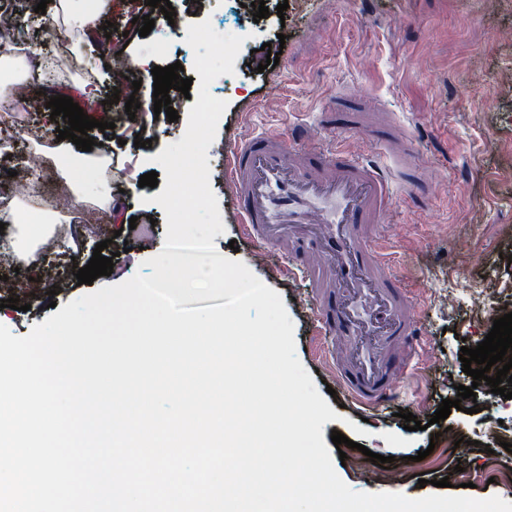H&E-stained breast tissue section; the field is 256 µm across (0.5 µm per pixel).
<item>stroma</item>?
I'll return each instance as SVG.
<instances>
[{
	"label": "stroma",
	"instance_id": "obj_1",
	"mask_svg": "<svg viewBox=\"0 0 512 512\" xmlns=\"http://www.w3.org/2000/svg\"><path fill=\"white\" fill-rule=\"evenodd\" d=\"M39 0H0V20L11 19L45 41L50 14L36 10ZM183 28L159 36H140L135 19L156 17L146 0H112L104 20L114 23L111 36H97L89 56L95 66L97 98L105 100L112 83V51L124 46L130 80L140 81L139 100L153 107L149 95L152 67L181 63V78L194 75V52L186 27L210 21L214 29L245 28L248 38L234 74L214 80L213 96L228 107L220 119L218 150L209 154L210 185L225 226L214 243L219 255L243 262L278 292L294 323L296 355L318 392L334 377L312 355L314 301L307 283L288 273L271 255L256 254L234 222V200L225 177L224 156L234 144L262 133L286 136L306 126L317 130L323 148L345 143L360 161L393 176L389 210L374 233L394 257L390 272L418 304L423 346L404 380L396 404L363 411L341 396L326 402L340 414L322 427L352 436L362 425L359 449H347L338 475L359 492H398L411 499L435 494L434 483L449 478L453 492L512 502V399L474 384L462 370L461 347L482 342L494 319L512 312V0H265L269 17L254 19L252 6L240 0H171ZM284 38L278 64H267L261 47ZM365 96L370 107L363 127L385 126L382 142L320 126L322 112L344 95ZM179 118L144 115L114 117L113 128L91 130L95 141L112 148L119 169L109 192L120 209L104 230L84 237L72 250L61 274L49 279L44 294L31 299L28 311L8 310L7 326L27 335L51 312L49 302L64 306L91 289L123 282L143 271L158 255L166 234L165 213L154 204L157 191L140 186L148 166H129L136 133L152 144L143 155L157 156L178 142L192 105L170 90ZM412 170L417 183L398 181L400 169ZM146 223L147 236L129 227L130 218ZM108 241L104 256L113 272L92 284H78L77 271L88 264L97 243ZM475 386V399H458L457 385ZM456 399L458 410L446 422L431 417L443 399ZM417 416L421 430H405L399 411ZM425 451L416 460L417 451ZM378 461H370V453ZM390 465H383V458Z\"/></svg>",
	"mask_w": 512,
	"mask_h": 512
}]
</instances>
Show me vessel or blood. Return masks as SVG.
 <instances>
[{"label": "vessel or blood", "instance_id": "1", "mask_svg": "<svg viewBox=\"0 0 512 512\" xmlns=\"http://www.w3.org/2000/svg\"><path fill=\"white\" fill-rule=\"evenodd\" d=\"M361 103L346 97L327 112L330 126H359ZM263 135L240 141L225 162L235 221L257 248L277 252L306 274L315 332L334 337L325 355L339 389L357 408L392 401L421 349L417 310L388 272L390 257L364 227L380 223L390 180L344 148Z\"/></svg>", "mask_w": 512, "mask_h": 512}]
</instances>
